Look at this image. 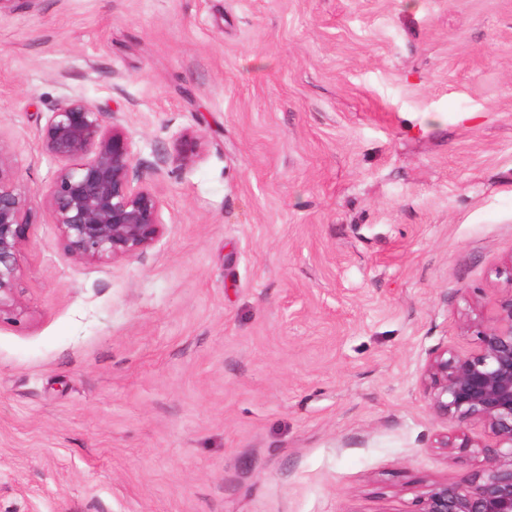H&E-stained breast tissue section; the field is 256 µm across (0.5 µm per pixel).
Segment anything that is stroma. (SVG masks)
I'll use <instances>...</instances> for the list:
<instances>
[{"instance_id":"1","label":"stroma","mask_w":512,"mask_h":512,"mask_svg":"<svg viewBox=\"0 0 512 512\" xmlns=\"http://www.w3.org/2000/svg\"><path fill=\"white\" fill-rule=\"evenodd\" d=\"M68 97L159 192L135 258L60 244L38 133ZM0 150L31 221L0 512H413L482 469L423 374L508 285L512 0H10ZM202 149V138L190 134H181L177 138L176 153L170 157L172 163L186 166L193 162Z\"/></svg>"}]
</instances>
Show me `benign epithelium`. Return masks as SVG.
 <instances>
[{"instance_id":"obj_1","label":"benign epithelium","mask_w":512,"mask_h":512,"mask_svg":"<svg viewBox=\"0 0 512 512\" xmlns=\"http://www.w3.org/2000/svg\"><path fill=\"white\" fill-rule=\"evenodd\" d=\"M45 153L59 163L44 196L62 247L87 262H116L143 253L164 232L154 187L135 180V144L117 120L89 100L59 102L40 130ZM202 138H177L172 163L186 166ZM10 158L0 151V324H16L22 309L17 288L20 256L31 223L24 195L13 185ZM509 287L495 289L490 305L476 303L461 330L478 339L467 355L433 353L425 369L429 407L442 420L478 422L488 443L477 448L485 466L460 482L435 481L419 496L414 512H512V260Z\"/></svg>"}]
</instances>
